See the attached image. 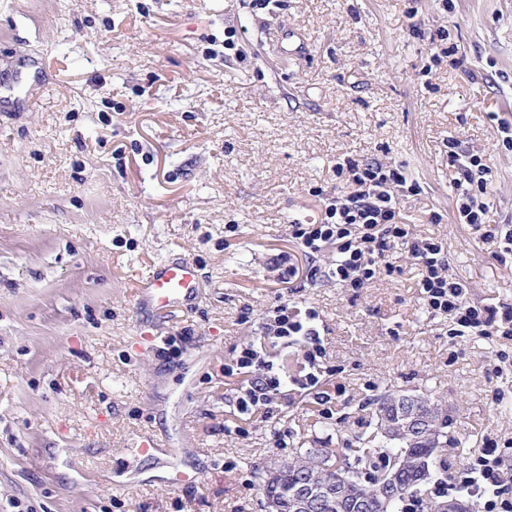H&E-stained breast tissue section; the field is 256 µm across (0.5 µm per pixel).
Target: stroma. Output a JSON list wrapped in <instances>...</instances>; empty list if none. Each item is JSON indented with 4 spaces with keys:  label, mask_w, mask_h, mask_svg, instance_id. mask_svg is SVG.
<instances>
[{
    "label": "stroma",
    "mask_w": 512,
    "mask_h": 512,
    "mask_svg": "<svg viewBox=\"0 0 512 512\" xmlns=\"http://www.w3.org/2000/svg\"><path fill=\"white\" fill-rule=\"evenodd\" d=\"M415 18L447 30L440 64ZM500 119L512 0H0V512H266L257 465L371 431L388 390L445 402L435 478L486 440L511 446L512 366L495 354L512 340L449 337L407 260L357 298L274 268L336 161L377 158L419 182L401 214L446 242L471 299L512 303V258L457 222L448 169L449 136L486 151L488 220L512 225ZM178 258L197 295L141 307L138 279ZM286 299L320 315L333 401L291 391L276 418L239 415L243 378L224 366ZM263 344L289 370L305 360Z\"/></svg>",
    "instance_id": "1"
}]
</instances>
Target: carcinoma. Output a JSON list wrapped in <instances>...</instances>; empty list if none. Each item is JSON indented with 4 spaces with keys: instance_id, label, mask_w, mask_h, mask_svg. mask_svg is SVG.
Here are the masks:
<instances>
[{
    "instance_id": "cac0c4a2",
    "label": "carcinoma",
    "mask_w": 512,
    "mask_h": 512,
    "mask_svg": "<svg viewBox=\"0 0 512 512\" xmlns=\"http://www.w3.org/2000/svg\"><path fill=\"white\" fill-rule=\"evenodd\" d=\"M431 406L437 413V420L434 431L429 434L410 435L404 441L393 444L385 441L376 427L368 436H360L335 449L336 460L349 474L350 492L360 490L377 497L379 488L376 474L395 470L402 493L387 505L386 512H403L405 500L422 491L432 474V470L424 471L414 461L426 460L432 467L436 463L438 451L448 447V411L441 403L433 402ZM315 461L316 450L308 449L298 452L296 458L287 461L282 468L274 471L264 467L260 469L264 494L277 501L280 512H288L290 489Z\"/></svg>"
}]
</instances>
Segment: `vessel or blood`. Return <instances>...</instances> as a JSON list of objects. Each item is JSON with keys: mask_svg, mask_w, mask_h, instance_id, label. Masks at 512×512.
I'll return each mask as SVG.
<instances>
[{"mask_svg": "<svg viewBox=\"0 0 512 512\" xmlns=\"http://www.w3.org/2000/svg\"><path fill=\"white\" fill-rule=\"evenodd\" d=\"M138 301L157 310L171 308L199 288V276L193 263L174 260L156 265L145 278L138 280Z\"/></svg>", "mask_w": 512, "mask_h": 512, "instance_id": "1", "label": "vessel or blood"}]
</instances>
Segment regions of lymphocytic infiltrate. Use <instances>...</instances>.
<instances>
[{
  "label": "lymphocytic infiltrate",
  "mask_w": 512,
  "mask_h": 512,
  "mask_svg": "<svg viewBox=\"0 0 512 512\" xmlns=\"http://www.w3.org/2000/svg\"><path fill=\"white\" fill-rule=\"evenodd\" d=\"M448 165L455 171L454 208L458 223L478 232L480 239L498 243L501 254H512V225L488 223L494 171L487 154L462 150L456 138L448 140ZM336 194L322 209L319 221L293 223L290 236L310 260L308 279H326L359 296L379 271L394 272L390 253H400L419 275L417 303L428 315L449 318L450 335L476 333L512 338V303L483 304L469 298L468 285L450 273L451 258L444 242L415 233L399 220L400 200L420 194L419 184L403 167L376 159H347L334 168ZM334 258L327 267L314 260L326 249ZM315 308L284 302L267 316V337L282 345L302 342L308 371L297 381L300 390L316 391L321 403L331 395L319 389L318 368L324 356L323 340ZM231 369L246 378L236 398L239 413L251 415L269 408L281 395L285 381L279 367L267 360L255 344L241 346ZM512 455L488 442L481 455L461 471L460 486L481 506L482 512H512V495L503 490L506 464Z\"/></svg>",
  "instance_id": "1"
}]
</instances>
